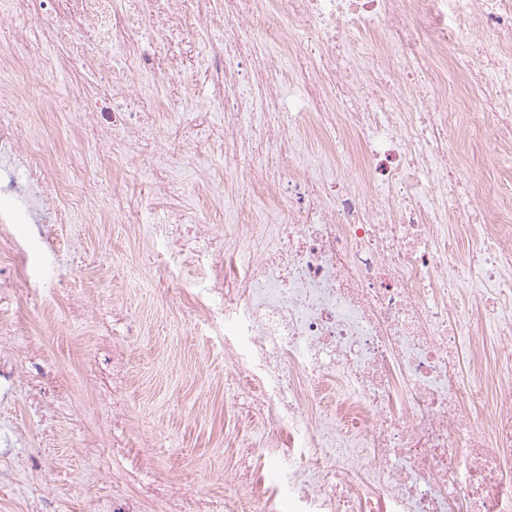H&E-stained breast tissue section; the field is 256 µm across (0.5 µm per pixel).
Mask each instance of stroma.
Segmentation results:
<instances>
[{
	"label": "stroma",
	"mask_w": 512,
	"mask_h": 512,
	"mask_svg": "<svg viewBox=\"0 0 512 512\" xmlns=\"http://www.w3.org/2000/svg\"><path fill=\"white\" fill-rule=\"evenodd\" d=\"M223 13V0H216L214 22L180 29V81L144 75L132 86L126 103L133 111L151 97L167 103L158 130L196 112L209 113L212 126L223 123ZM77 26L57 0H33L27 55L36 79L18 105L36 112L24 142L40 141L43 149L29 162L45 175L99 184L103 210L135 206L140 221L117 224L66 197L60 204L68 223H0V264L14 245L29 272L47 274L36 288L22 280L0 288V370L7 375L0 383V512H112L116 493L139 512H186L189 502L198 512H224L225 498L241 495L232 476L239 440L262 458L270 487L290 463L268 456L263 429L225 398L231 363L224 330L203 322L198 300L204 261L189 259L168 274L160 263L161 209L144 205L148 190L133 164L117 178L99 162L108 147L87 111L92 103L111 105L107 77L116 59L106 43L98 66L87 67L72 42L55 36ZM466 97L461 122L470 133L455 143L458 162L474 186L491 177L512 197V166L489 168L488 119L477 94ZM229 168L220 157L191 160L173 199L219 236L225 224L216 206L247 224L271 206L258 165L252 185L239 189L249 208L239 210L224 195ZM133 321L136 336L127 333Z\"/></svg>",
	"instance_id": "1"
}]
</instances>
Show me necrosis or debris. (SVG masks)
I'll return each mask as SVG.
<instances>
[{"instance_id":"necrosis-or-debris-1","label":"necrosis or debris","mask_w":512,"mask_h":512,"mask_svg":"<svg viewBox=\"0 0 512 512\" xmlns=\"http://www.w3.org/2000/svg\"><path fill=\"white\" fill-rule=\"evenodd\" d=\"M82 21L111 17L112 45L142 33L166 59L173 0H148L138 15L109 13L108 0H61ZM31 0L0 16V191L36 223L53 193L32 196L37 178L14 174L27 117L15 106L32 82L26 41ZM484 36H476V28ZM261 67L246 64L268 48ZM294 70L280 90V63ZM430 71L435 104L412 115L393 77ZM479 87L490 114L491 156L512 162V0H224V123L209 137L197 113L182 140L199 155L223 152L238 178L262 161L283 174L270 224H233L212 234L197 212L167 214L166 268L185 251L203 255L209 279L200 299L212 326L232 323L224 352L249 384L236 407L266 424L267 446L299 458L284 486L291 512H512V232L491 222L449 147L448 78ZM361 86L362 98L352 94ZM288 109L286 123L249 131L241 93ZM318 132L304 156L301 134ZM104 140L132 159L159 192L175 188L180 149L159 157L155 129L138 112L106 113ZM466 250H459L457 242ZM336 381L332 411L319 379ZM491 393L496 413L481 432L466 407ZM238 450L234 476L244 512L266 491ZM363 473L359 486L349 472Z\"/></svg>"}]
</instances>
